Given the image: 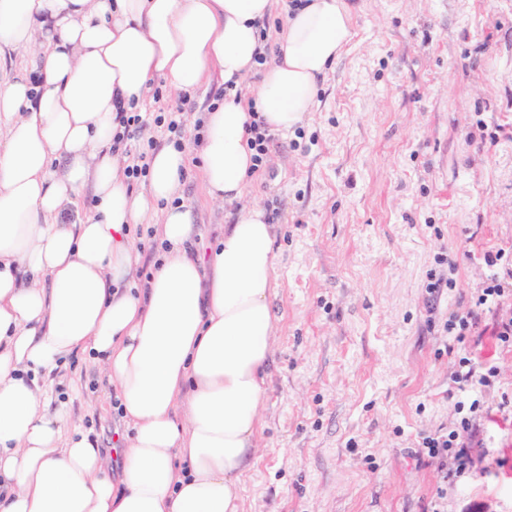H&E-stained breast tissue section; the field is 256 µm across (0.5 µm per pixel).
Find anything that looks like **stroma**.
<instances>
[{
    "instance_id": "1",
    "label": "stroma",
    "mask_w": 512,
    "mask_h": 512,
    "mask_svg": "<svg viewBox=\"0 0 512 512\" xmlns=\"http://www.w3.org/2000/svg\"><path fill=\"white\" fill-rule=\"evenodd\" d=\"M348 3L353 41L252 178L250 199L278 214L277 324L240 512H512V345L443 330L473 307L482 252L512 247V0ZM180 197L200 246L239 212L195 172ZM442 254L455 285L433 298ZM463 356L497 377L472 417L480 464L448 481L415 451L456 420ZM50 382L120 481L132 430L114 387L80 356Z\"/></svg>"
}]
</instances>
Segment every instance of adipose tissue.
<instances>
[{"mask_svg":"<svg viewBox=\"0 0 512 512\" xmlns=\"http://www.w3.org/2000/svg\"><path fill=\"white\" fill-rule=\"evenodd\" d=\"M273 0H0V512H240L253 460L276 316L277 227L246 204V124L301 125L321 76L353 38L347 0L288 14L268 63L259 24ZM30 69L6 72L8 52ZM254 96H237L252 73ZM230 88L206 114L198 152L212 201L240 205L209 251L174 204L186 150L154 151L145 190L112 154L121 112L164 79L192 95L211 75ZM92 209H84L85 196ZM159 211L148 287L125 229ZM89 356L133 429L123 477L89 431L51 409L44 377Z\"/></svg>","mask_w":512,"mask_h":512,"instance_id":"adipose-tissue-1","label":"adipose tissue"}]
</instances>
